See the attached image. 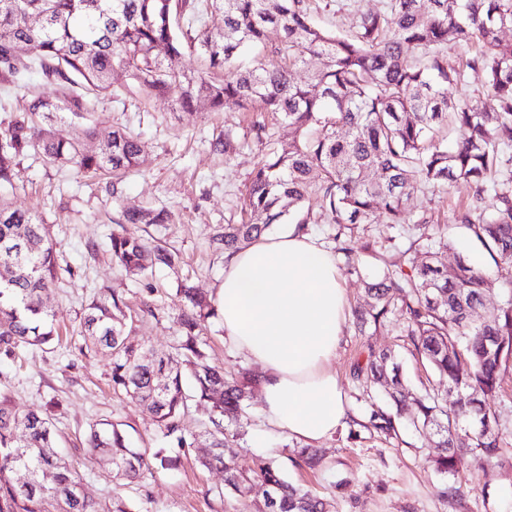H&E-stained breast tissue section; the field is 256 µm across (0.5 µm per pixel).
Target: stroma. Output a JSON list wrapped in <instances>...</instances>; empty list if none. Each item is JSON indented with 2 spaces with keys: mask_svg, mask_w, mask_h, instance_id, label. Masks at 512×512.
I'll list each match as a JSON object with an SVG mask.
<instances>
[{
  "mask_svg": "<svg viewBox=\"0 0 512 512\" xmlns=\"http://www.w3.org/2000/svg\"><path fill=\"white\" fill-rule=\"evenodd\" d=\"M344 2V9L338 11L327 0H310L314 21L343 33L357 16L380 4V0ZM92 118L138 134L142 141L143 161L120 188H113L109 177L80 179L69 167L49 166L36 156L23 160L14 187L0 188V195L14 207L51 224L62 259L73 268L72 274L44 295L63 333L61 346L52 350L31 346L13 362L0 358V395L19 409L50 414L59 448L94 500L108 501L118 494L143 504L146 512H257L254 495L215 496L214 488L224 484L223 472L203 469L191 455L178 468L155 470L132 484L113 480L101 456L88 448L93 424L120 425L139 448H159L164 440L147 409L114 395L108 352L81 355L74 330L90 298L105 285L123 296L131 308H139L146 300L162 308L163 318L148 320L135 336L155 354L169 353L177 330L173 317L181 280L190 279L210 298L219 296L224 252L211 245L210 239L242 218L241 193L260 149L254 124L272 127L283 141L293 132L267 112H181L167 99L147 96L130 80L119 81L110 95L95 100ZM218 137L229 138L233 151H212L209 143ZM470 195L469 186L461 182L446 194L414 196L409 211L428 210L437 219L424 230L411 224L361 225L352 237L359 270H352L344 257L336 259L348 303L362 298L365 278L382 272L385 265L410 271V247L421 234L451 240V249L442 255L445 263L471 256L477 243L453 218L455 208L467 203ZM147 205L166 208L169 223L124 228L117 224L121 208ZM122 228L175 251L179 265L173 270L156 268L146 279L127 275L113 262L110 251L112 233ZM206 340L211 365L259 373L256 363L238 356L225 342L219 318L211 319ZM385 348L396 350L405 380L415 394L434 383L432 372L413 353L402 312L389 314L379 326L363 333L358 332L354 316H346L331 368L346 396L350 416L336 434L320 443V469L312 472L294 466L301 441L261 426L262 399L257 393L247 409L246 432L234 441L229 455L244 462L256 456L276 458L290 482L326 500L331 512H512V374L498 396L487 402L488 410L500 421L505 465L483 468L471 454L462 453L456 459L455 474H441L433 464L437 442L433 432L404 429L398 438L388 440L367 428L373 407L382 404L383 398L378 388L355 380L352 368L366 361L370 351Z\"/></svg>",
  "mask_w": 512,
  "mask_h": 512,
  "instance_id": "stroma-1",
  "label": "stroma"
}]
</instances>
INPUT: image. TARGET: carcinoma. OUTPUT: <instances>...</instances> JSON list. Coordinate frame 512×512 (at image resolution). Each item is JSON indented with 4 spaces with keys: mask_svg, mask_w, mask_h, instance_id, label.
Returning <instances> with one entry per match:
<instances>
[{
    "mask_svg": "<svg viewBox=\"0 0 512 512\" xmlns=\"http://www.w3.org/2000/svg\"><path fill=\"white\" fill-rule=\"evenodd\" d=\"M224 16L216 33L203 28L195 0H0V75L18 90L30 89V75L54 81L60 93L34 97L26 114L0 122V187L13 186L15 169L29 155L49 165L65 164L86 176L112 174V195L126 173L138 167L143 146L122 129L87 126L62 138L44 122L54 116L86 119L90 96L133 80L151 96L168 97L184 112H269L296 137L272 141L254 126L260 154L244 196L249 219L226 224L213 243L233 253L304 208L310 198L318 218L338 226L336 250L351 267L359 256L344 230L373 219L382 224H432L428 211L416 218L408 201L458 181L472 190L470 203L454 212L492 260L496 279L512 293V0H383L362 14L345 34L314 24L307 0H209ZM186 16L177 29L173 14ZM283 33L268 44L269 31ZM464 58V68L445 61L448 45ZM262 45L275 58L268 65L235 64L243 48ZM199 60L188 71L179 65L186 52ZM308 69L307 78L294 74ZM481 71L485 102L479 109L448 99V87L465 70ZM458 132L447 147L442 128ZM122 224H167L163 208L121 210ZM112 259L135 276L157 265L173 267L176 254L159 243L127 233L111 237ZM60 247L42 217L0 201V357L10 359L26 345L50 346L57 336L43 295L61 267ZM488 268L465 258L441 262L436 251L405 273L386 270L366 283L357 316L360 328L378 325L400 307L407 336L437 376V388L409 399L394 351L370 352L356 363L353 377L384 388L390 409L371 412L370 425L399 436L409 404L415 428L438 436L436 470L453 472L464 434L477 461L500 463L498 421L477 394L495 396L512 372V296L496 313L482 312L490 284ZM177 336L165 356L147 355L132 334L147 318L159 319L149 301L130 311L108 287L99 290L79 324L86 350L112 356V389L146 407L168 446L152 452L131 446L111 422L90 428L89 448L99 453L116 480L140 481L154 469H173L199 449L198 462L224 471V492H256L260 512H328L324 499L289 483L272 458L257 457L246 468L224 456L229 438L244 427V401L254 380L226 374L204 352V323L217 315L211 301L193 286L177 289ZM207 416L199 443L180 426L189 407ZM294 463L320 464L315 448H302ZM53 475L44 482L45 473ZM81 480L57 452L51 419L22 412L0 398V512H141L123 497L97 502L83 495Z\"/></svg>",
    "mask_w": 512,
    "mask_h": 512,
    "instance_id": "carcinoma-1",
    "label": "carcinoma"
}]
</instances>
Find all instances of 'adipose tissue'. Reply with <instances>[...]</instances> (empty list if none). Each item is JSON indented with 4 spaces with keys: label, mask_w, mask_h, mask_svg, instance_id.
Returning a JSON list of instances; mask_svg holds the SVG:
<instances>
[{
    "label": "adipose tissue",
    "mask_w": 512,
    "mask_h": 512,
    "mask_svg": "<svg viewBox=\"0 0 512 512\" xmlns=\"http://www.w3.org/2000/svg\"><path fill=\"white\" fill-rule=\"evenodd\" d=\"M346 292L335 255L297 225L230 254L217 309L224 336L262 368L263 421L309 444L348 418L330 362Z\"/></svg>",
    "instance_id": "adipose-tissue-1"
}]
</instances>
